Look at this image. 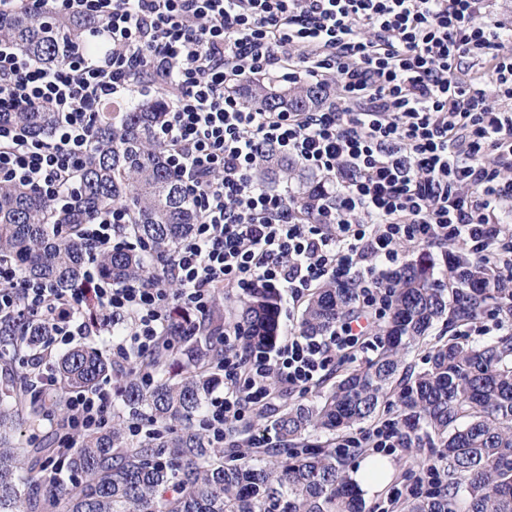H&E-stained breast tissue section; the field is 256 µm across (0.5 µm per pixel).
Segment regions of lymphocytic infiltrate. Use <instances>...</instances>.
<instances>
[{"label": "lymphocytic infiltrate", "mask_w": 512, "mask_h": 512, "mask_svg": "<svg viewBox=\"0 0 512 512\" xmlns=\"http://www.w3.org/2000/svg\"><path fill=\"white\" fill-rule=\"evenodd\" d=\"M484 3L0 0V13L94 18L87 38L109 45L99 58L77 50L47 66L0 43V184L69 201L103 105L132 100L146 82L167 93L154 137L198 215L161 273L144 281L112 283L92 262L83 287L60 290L0 265V321L39 318L48 329L28 357L34 391L54 390V358L76 337L123 325L114 355L149 357L163 335H193L215 296L262 287L300 302L326 280L354 283L353 310L319 336L291 332L273 347L247 349L242 327L225 321L224 392L210 397L204 422L225 447L258 451L269 447L266 435L232 431L274 407L270 378L304 396L374 345L389 308L382 282L402 263L399 245L444 254L460 242L482 264L512 272V225L503 219L512 212V179L503 176L512 170V55L503 51L512 28L481 19ZM479 62L487 78H462ZM243 77L314 82L324 104L266 112L231 92ZM492 96L498 106H489ZM36 110L56 115L50 139L30 137L10 118ZM267 147L335 176V185L295 206L288 190L256 175ZM130 221L105 208L82 225L90 257L124 248L119 230ZM171 279L180 285L174 295ZM115 394L106 383L70 395L62 447L105 427ZM409 445L399 417L387 416L338 436L332 450L392 455ZM444 491L435 466H413L375 512Z\"/></svg>", "instance_id": "obj_1"}]
</instances>
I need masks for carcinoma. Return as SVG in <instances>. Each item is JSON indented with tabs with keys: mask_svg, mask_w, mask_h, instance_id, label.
Here are the masks:
<instances>
[{
	"mask_svg": "<svg viewBox=\"0 0 512 512\" xmlns=\"http://www.w3.org/2000/svg\"><path fill=\"white\" fill-rule=\"evenodd\" d=\"M94 25L47 13L33 19L21 9L0 15V40L46 64L71 54ZM319 89L297 83L275 89L263 83L245 87L246 101L265 111L286 106L310 109ZM165 92L120 109L99 113L87 159L72 204L59 207L37 192L0 184V262L9 261L24 278L55 288L81 284L88 261L76 236L105 207L126 208L127 231L145 250L103 254L99 265L111 280L126 282L155 275L178 242L196 224L190 196L166 166L165 149L153 137L164 116ZM34 137L46 138L54 114L11 112ZM260 177L267 184L298 183L296 202L318 185L297 165L265 150ZM454 261L468 272L457 287L436 286L429 260L422 256L385 279L391 293L390 321L380 333L376 356L338 381L309 405L286 406L275 422L284 448L270 456L240 454L214 445L201 425L205 403L219 383L199 361L224 359L213 332L224 313L198 323L197 335L156 360H134L120 373L121 405L129 416L154 429L141 439L128 437L122 422L80 435L75 448L23 441V427H36L53 414L66 418V399L91 389L114 368L96 349L78 348L56 364L58 391L47 401L26 385H0V512H362L358 487L341 460L325 448H310L322 432L352 430L375 420L384 399L398 394L415 428L424 427L440 444L448 477L461 478L464 500L444 496L414 499L405 512H512V333L475 343L456 338L433 347L426 367L396 378L401 352L425 339L434 320L476 319L494 304L512 315V280L503 281L458 249ZM356 288L325 282L311 296L301 332L316 336L349 314ZM239 323L247 343L269 345L280 334L278 296L255 288L243 299ZM46 326L29 322L0 325L5 344L36 346ZM65 462L68 478L53 479L43 463Z\"/></svg>",
	"mask_w": 512,
	"mask_h": 512,
	"instance_id": "1",
	"label": "carcinoma"
}]
</instances>
